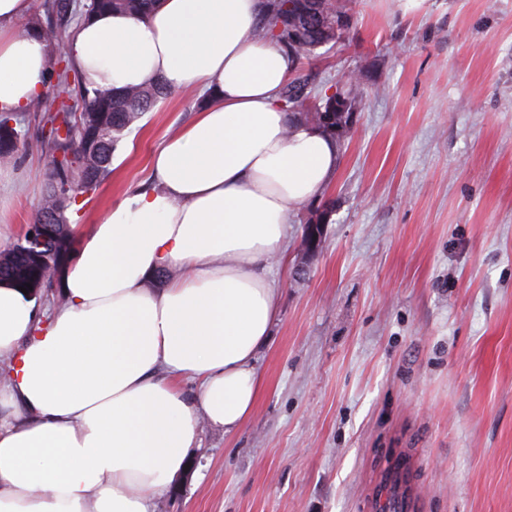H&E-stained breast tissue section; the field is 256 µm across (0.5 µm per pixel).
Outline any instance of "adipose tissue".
Listing matches in <instances>:
<instances>
[{
  "instance_id": "1",
  "label": "adipose tissue",
  "mask_w": 512,
  "mask_h": 512,
  "mask_svg": "<svg viewBox=\"0 0 512 512\" xmlns=\"http://www.w3.org/2000/svg\"><path fill=\"white\" fill-rule=\"evenodd\" d=\"M0 0V113L41 96L58 53ZM262 0H158L147 17L83 23L66 51L88 86L162 82L204 94L150 160L151 187L73 227L50 308L0 280V512H151L184 472L201 424L254 412V366L277 313L270 261L288 217L336 169L335 141L293 121L291 56L259 39ZM161 287H153L158 273ZM200 384L196 400L181 378Z\"/></svg>"
}]
</instances>
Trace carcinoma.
Segmentation results:
<instances>
[{"label":"carcinoma","mask_w":512,"mask_h":512,"mask_svg":"<svg viewBox=\"0 0 512 512\" xmlns=\"http://www.w3.org/2000/svg\"><path fill=\"white\" fill-rule=\"evenodd\" d=\"M152 2L154 0H88L81 4L74 0H52L47 4V13L52 21L45 25L40 23L38 27L59 45L67 38L62 29L77 14L85 20L104 11L143 16L150 11ZM354 20L351 0H264L256 36L271 41L300 64L315 56L316 51L325 45L345 42ZM56 65L53 73L56 83L74 85L71 99L76 111L81 113V126L74 138L61 136L57 128L43 134L51 159H56L59 152L72 155L67 168L51 167L46 177L43 205L32 219L34 224L52 225L54 237L49 241V250L53 252L71 245L67 211L78 206V195L95 189L111 173L112 157L118 144L142 115L171 93L170 88L160 83L130 87L117 93L90 89L68 57L57 58ZM341 84V94L350 97L358 109H364L368 91L360 77L354 72L347 73L342 76ZM280 97L294 119L321 129L325 128L321 114L336 112V95L327 94L304 79L290 81L281 90ZM11 135L15 136L16 143L8 149H0V162L4 164L16 158L20 146L27 141L28 127L17 119ZM68 171L75 177L77 191L62 197L58 194L60 176ZM58 268L54 259L31 264L14 248L0 252V270L8 273L20 287L31 285L35 294L51 288Z\"/></svg>","instance_id":"1"}]
</instances>
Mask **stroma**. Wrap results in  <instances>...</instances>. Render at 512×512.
I'll list each match as a JSON object with an SVG mask.
<instances>
[{
  "mask_svg": "<svg viewBox=\"0 0 512 512\" xmlns=\"http://www.w3.org/2000/svg\"><path fill=\"white\" fill-rule=\"evenodd\" d=\"M344 45L297 67L372 93L318 197L290 217L280 313L254 415L202 425L167 512H512V0H356ZM197 96L171 92L118 146L74 224L151 185L149 158ZM50 157L0 168V249L39 209ZM333 200L318 253L305 227Z\"/></svg>",
  "mask_w": 512,
  "mask_h": 512,
  "instance_id": "stroma-1",
  "label": "stroma"
}]
</instances>
